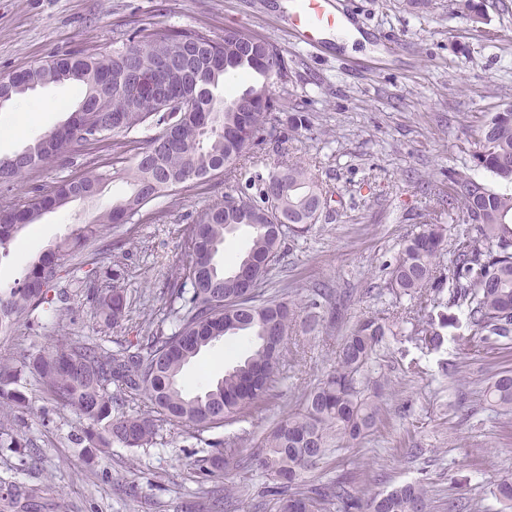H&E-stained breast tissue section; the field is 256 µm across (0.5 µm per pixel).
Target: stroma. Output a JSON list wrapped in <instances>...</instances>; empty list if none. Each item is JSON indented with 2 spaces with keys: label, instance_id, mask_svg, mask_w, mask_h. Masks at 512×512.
Masks as SVG:
<instances>
[{
  "label": "stroma",
  "instance_id": "stroma-1",
  "mask_svg": "<svg viewBox=\"0 0 512 512\" xmlns=\"http://www.w3.org/2000/svg\"><path fill=\"white\" fill-rule=\"evenodd\" d=\"M334 2L360 37L350 46L326 40L311 50L280 31L277 0H0V78L71 51L111 54L134 32L199 29L220 36L241 29L282 51L288 79L276 89L279 115L305 118L283 144L258 139L241 175L186 184L150 202L131 223L102 227L97 241L50 286L55 293H75L69 309L19 321L0 342V356L19 361L87 337L114 349L144 335L163 319L174 273L187 261V226L225 195L244 192L250 176L296 158L310 162L324 209L306 233L285 239L271 272L272 289L295 304L297 318L283 349L278 395L265 404L259 427L296 408L333 369L342 336L360 319L411 311L412 300L388 288L389 267L428 223L443 226V250L453 251L466 227L437 203L452 188L449 173L506 188L475 167L473 154L484 120L512 102V0H477L483 15L477 24L461 15L457 0H428L418 8L407 0ZM81 97L79 84L52 83L1 106L0 159L63 124ZM154 133L145 127L74 146L0 188V205L47 193L91 167L111 166L117 156L131 166ZM130 193V183L116 177L95 199L72 202L28 225L9 251L0 252V285L22 279L33 258ZM115 283L124 288L127 307L118 323L108 325L81 292ZM321 285L343 301L342 321H330L326 306H312L311 290ZM412 330L403 324L386 352L393 392L384 399L381 423L359 445L326 460L316 475L332 479L358 458L376 491L426 479L430 512H448L449 501L461 497L498 512L493 492L512 481V415L492 411L483 391L507 362L479 343L459 340L458 329L444 328L436 350ZM249 348L239 337L203 349L184 371L186 390L201 392ZM451 362L467 372L464 387L449 377ZM14 387L24 397L13 410L14 429L32 440L39 460L0 447V481L40 494L10 512H187L210 484L204 461L212 442L237 430L232 424L199 435L167 424L153 447L134 452L115 444L96 456L76 416L48 399L35 372L19 371ZM224 481L239 490L228 512H253L264 483L261 469L232 468Z\"/></svg>",
  "mask_w": 512,
  "mask_h": 512
}]
</instances>
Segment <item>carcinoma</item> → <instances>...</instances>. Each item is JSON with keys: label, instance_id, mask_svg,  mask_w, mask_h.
Instances as JSON below:
<instances>
[{"label": "carcinoma", "instance_id": "1", "mask_svg": "<svg viewBox=\"0 0 512 512\" xmlns=\"http://www.w3.org/2000/svg\"><path fill=\"white\" fill-rule=\"evenodd\" d=\"M173 52L178 59L166 80L169 92L183 99L180 110L140 93L132 74L152 71ZM231 70L244 76L254 72L265 81L229 98L216 95ZM21 76L24 84L19 87L0 81V95H22L30 85L82 83L80 106L100 111V132L96 138L86 137L81 113H75L66 127L49 132L11 158L0 159L1 188L74 144L92 145L142 127L158 128L148 146L137 153L134 165L124 171L131 180V194L99 217V223L117 228L154 199L184 186L193 172L205 168L214 174L235 172L258 134L274 137L279 119L272 86L274 80L287 78L288 62L276 45L241 30H226L216 39L199 30H179L155 38L132 36L108 56L74 52L54 57L21 71ZM112 106L121 115L116 128L112 113L103 111ZM207 123L212 128L204 139L202 129ZM473 159L476 166L512 184V103L486 119ZM110 176V171L95 168L62 182L51 193L1 207L0 250L9 248L17 234L44 213L95 197ZM449 181L456 190L448 194V214L467 225V233L448 257V275L439 270L443 228L429 224L406 241L387 286L417 300L421 312H463L468 329L465 341L495 349L512 340V191H495L455 172ZM272 183L281 186L278 199L291 220L278 228L266 215ZM248 185L256 189L255 194L226 196L186 228L188 260L168 289L170 331L149 330L136 343L115 351L90 339L75 340L25 361L39 374L51 399L76 415L83 438L96 451L106 453L114 443L129 449L151 447L164 424L201 434L243 422L259 412L276 387L282 345L296 308L268 294L266 283L286 236L317 223L315 207L322 193L310 164L301 160L284 163L265 177L258 174ZM230 224L251 229L247 249L234 269H248L253 296L234 310L224 306V299L241 289L217 261ZM96 234L91 224L78 228L69 240L31 261L21 281L0 288V334L8 333L16 319L29 318L37 310L68 309V295L61 292L50 297L44 285L55 277L57 266L66 264L74 248L96 239ZM126 302L124 289L114 286L105 289L96 310L115 323L124 316ZM396 324V319L379 316L360 320L342 340L334 369L310 389L302 405L257 433L261 448L257 465L268 478L263 497L276 502L277 512H412L417 505L423 512L427 507V489L421 479L389 491H373L357 485L351 473L327 484L308 477L333 453L367 438L381 421V401L390 380L380 352ZM204 336L212 337L214 343L243 336L251 352L204 391L189 395L182 371L200 353L198 343ZM16 372L0 359L3 412L21 400L11 388ZM116 392L144 398L149 409L134 414L115 410ZM484 396L489 407L512 411L511 367L492 377ZM3 436L7 447L28 452V440L10 433L0 422ZM250 436L251 431L242 428L225 438L221 449L206 459L208 475L222 480L230 467H247L238 455V445Z\"/></svg>", "mask_w": 512, "mask_h": 512}]
</instances>
